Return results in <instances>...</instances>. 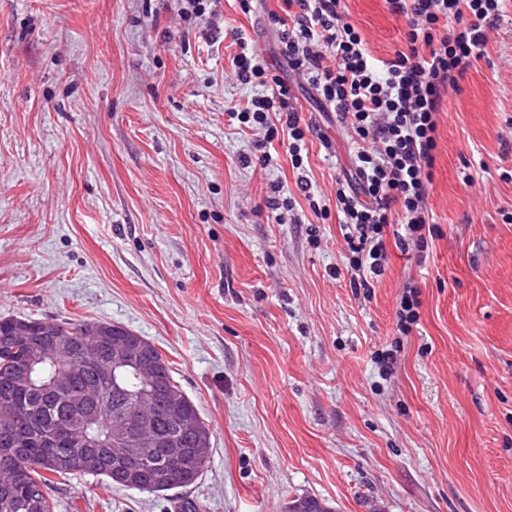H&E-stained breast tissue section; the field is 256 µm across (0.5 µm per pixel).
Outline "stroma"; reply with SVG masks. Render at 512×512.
Returning <instances> with one entry per match:
<instances>
[{
  "label": "stroma",
  "instance_id": "35a3bbf8",
  "mask_svg": "<svg viewBox=\"0 0 512 512\" xmlns=\"http://www.w3.org/2000/svg\"><path fill=\"white\" fill-rule=\"evenodd\" d=\"M380 58L404 49L386 0H342ZM278 0H0V318L112 323L154 344L211 432L198 481L164 495L82 477L54 512H512V0L439 118L427 251L388 245L351 287L336 183L347 137L296 90L309 163L228 108L225 31L272 57ZM331 145L323 147L321 135ZM329 216L316 218L300 190ZM290 199L286 214L272 196ZM420 323L396 328L407 284ZM392 351V371L380 369Z\"/></svg>",
  "mask_w": 512,
  "mask_h": 512
}]
</instances>
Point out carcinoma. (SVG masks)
Instances as JSON below:
<instances>
[{
  "label": "carcinoma",
  "mask_w": 512,
  "mask_h": 512,
  "mask_svg": "<svg viewBox=\"0 0 512 512\" xmlns=\"http://www.w3.org/2000/svg\"><path fill=\"white\" fill-rule=\"evenodd\" d=\"M133 337L132 356L145 355L149 365L137 373L117 371L122 390L112 387V340ZM63 339L69 348L24 375L30 355L51 341ZM98 348L95 363L75 372V362L87 343ZM154 393L151 406L155 443L153 459L129 468L112 458L111 421L125 418L126 435L136 434L140 417L138 395ZM0 412L23 418L26 425L0 418V441L10 442L0 454V468L17 473L16 481L0 487V512H54L48 490L57 479L101 476L107 487L142 492L168 491L194 484L210 456L211 433L195 403L172 376L170 362L151 342L111 323L16 317L0 319ZM184 448L187 469L167 475L161 460L171 448Z\"/></svg>",
  "instance_id": "obj_1"
}]
</instances>
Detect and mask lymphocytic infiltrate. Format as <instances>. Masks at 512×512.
Here are the masks:
<instances>
[{
  "label": "lymphocytic infiltrate",
  "mask_w": 512,
  "mask_h": 512,
  "mask_svg": "<svg viewBox=\"0 0 512 512\" xmlns=\"http://www.w3.org/2000/svg\"><path fill=\"white\" fill-rule=\"evenodd\" d=\"M268 18L276 28L271 69L231 31L238 48L231 69L243 84L262 87L240 123L288 138L292 168L304 158L305 125L280 69L298 74L337 122L352 132V171L336 189L344 216V252L350 284L369 289L385 272L387 236L400 250H426L437 237L428 208L438 148V118L459 77L484 58L487 33L505 13V0H387L408 18L405 50L391 58L370 54L365 40L343 17L341 0H279ZM403 232H394L395 223Z\"/></svg>",
  "instance_id": "lymphocytic-infiltrate-1"
}]
</instances>
